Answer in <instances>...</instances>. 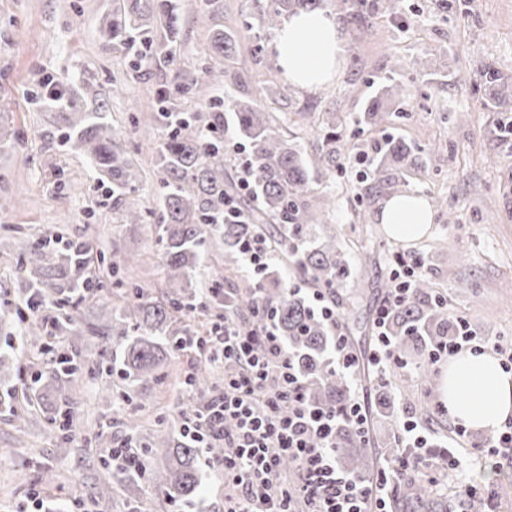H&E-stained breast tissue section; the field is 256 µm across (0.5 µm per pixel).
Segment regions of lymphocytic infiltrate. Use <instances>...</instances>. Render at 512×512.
I'll return each instance as SVG.
<instances>
[{
    "label": "lymphocytic infiltrate",
    "instance_id": "lymphocytic-infiltrate-1",
    "mask_svg": "<svg viewBox=\"0 0 512 512\" xmlns=\"http://www.w3.org/2000/svg\"><path fill=\"white\" fill-rule=\"evenodd\" d=\"M420 256H399L391 273L394 282L382 301L375 324L378 346L371 354L379 369L404 367L405 362L387 333L390 311L409 299L410 281L423 268ZM455 334L430 342L428 361L437 364L464 351L489 352L502 364H512V346L490 342L463 318H456ZM199 363L224 367V386L185 418L183 437L198 447L223 440L232 453L219 470L224 480V512H385L384 491L393 477L407 474L410 462L393 472L379 471L362 479L341 468L336 458L338 422L369 434V411L351 399L343 415L311 406L302 380L285 350L264 301L254 304L250 325H239L232 310L213 322L206 335L191 337ZM297 464L295 477L279 478L282 457Z\"/></svg>",
    "mask_w": 512,
    "mask_h": 512
}]
</instances>
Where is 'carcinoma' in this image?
I'll return each instance as SVG.
<instances>
[{
  "instance_id": "cac0c4a2",
  "label": "carcinoma",
  "mask_w": 512,
  "mask_h": 512,
  "mask_svg": "<svg viewBox=\"0 0 512 512\" xmlns=\"http://www.w3.org/2000/svg\"><path fill=\"white\" fill-rule=\"evenodd\" d=\"M320 2L268 0L265 23L272 29L283 14L316 9ZM177 9L175 0H124L123 9L112 16V24L108 25V38L130 44L135 31L150 27L158 18L165 20L168 43L156 47L144 45L137 50V62L149 64L157 58L179 80L182 75L172 49L178 34ZM210 48L212 63L202 67L190 83L181 87L232 79L229 64L235 61L236 42L224 30L214 28ZM480 73L486 95L496 98L509 88V77L494 64L485 65ZM52 89L58 92L59 105L71 114L69 136L109 180L113 201L126 203V196L136 192V176L115 143L104 107L86 111L81 106V91L74 86L56 83ZM166 99L167 94L163 92L152 105L153 124L166 129L164 139L156 147V163L164 189L156 228L168 268L165 300L156 301L140 285L126 279L124 271L129 260L109 263L112 276L126 288L123 304L112 309V339L120 346L116 361L122 379L130 387L156 382L165 376V363L174 339L183 332L177 325V315L193 311V304L188 302L192 297L190 288L201 260L199 247L209 224L221 225L224 268L230 273L241 261L243 242L268 234L273 237L274 251L288 257L292 273L318 288L330 290L355 276L347 251L336 243V229L322 223L333 199L313 188L314 181L329 177L336 170V156L340 154L336 127L322 129L319 153L305 160L295 142L277 126L272 113L264 111L259 103L236 102L228 114L224 112V103L219 101L201 114L171 112ZM226 137H236L248 145L252 184L247 195L224 177ZM416 165L418 158L409 144L401 139L387 141L371 173L374 188L404 185L407 168ZM229 203L237 207V217L226 221L224 208ZM271 275L269 271L259 278H239L231 293L216 291L213 302L200 306V311L208 314L224 308L228 302L238 319L251 322L253 296L262 286V280ZM60 276L65 281L63 286L51 279L38 280L34 284L35 297L51 302L58 309V331L75 332L76 318L60 294L66 287L73 291L82 286L92 288L94 284L81 282L72 256L61 266ZM411 288L410 301L394 308L389 317V330L401 353L411 343L431 341L452 332L448 312L436 301L429 282L418 278ZM263 299L275 316L278 333L305 383L309 402L343 413L351 400L349 385L347 378L331 367L334 344L328 325L310 313L305 296L291 293L286 287L263 289ZM20 330L27 343L46 342V326L38 316L21 321ZM73 374V368L55 364L50 375L45 377L40 373L35 380L43 391L49 392L55 379ZM183 384L189 391L204 395L209 385L206 371L195 372ZM369 445L370 441L345 424L337 427L336 452L344 468L365 469L371 453ZM198 457V448L170 428L161 426L146 447L145 475L167 500L191 502L199 496L203 484ZM389 506L392 512H456L454 502L438 498L420 477L395 483Z\"/></svg>"
}]
</instances>
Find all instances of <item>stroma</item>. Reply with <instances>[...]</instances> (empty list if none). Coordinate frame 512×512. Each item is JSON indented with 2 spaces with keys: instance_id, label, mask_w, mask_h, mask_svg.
<instances>
[{
  "instance_id": "stroma-1",
  "label": "stroma",
  "mask_w": 512,
  "mask_h": 512,
  "mask_svg": "<svg viewBox=\"0 0 512 512\" xmlns=\"http://www.w3.org/2000/svg\"><path fill=\"white\" fill-rule=\"evenodd\" d=\"M376 2L324 0L322 9L340 24L347 52L332 84L306 91L289 87L276 62V33L263 22L265 0H224L217 23L238 42L234 80L192 87L174 96L169 108L204 112L214 98L228 106L249 102L260 87H268L275 94L269 111L308 157L320 146L317 125L335 122L344 150L336 180L327 186L336 206L324 222L335 226L356 266L354 284L336 289L338 309L359 301L352 316L339 321L347 336L370 335L382 297L379 286L389 281L395 255L414 253L423 258V277L446 298L449 317H463L480 334L512 341V197L503 195V183L512 176V139L502 137L503 115L482 95L478 77L485 62L512 75V0H399L392 15L375 13ZM178 4L176 53L188 76L210 60L212 24L203 16L202 0ZM120 5L121 0H0V129L12 133L0 140V201L10 205L0 212V512H24L26 493L34 486L43 489L46 512L175 508L148 487L131 495L103 475L107 452L126 439L129 420H136L146 437L161 422L180 428L197 403L181 385L193 354L173 352L166 378L133 388L127 404L120 398L118 373L96 363L103 337L112 333L119 295L100 253L139 255L138 282L154 295L167 286L155 233L154 152L164 133L152 125L147 106L174 79L160 64L135 68L132 50L103 37ZM437 52L444 57L439 68L433 60ZM49 79L89 86L90 98L104 104L116 142L134 166L142 223H125L107 180L82 150L65 143L67 113L40 100ZM395 82L410 86L412 96L386 102L394 122L365 124L370 101ZM390 135L412 144L423 161L422 169L407 172V188L428 201L434 220L430 232L413 242L386 234L378 215L391 192H371L372 182L356 159L373 153ZM59 236L90 247L87 272L98 284L93 296H72L81 329L58 339L62 353L80 367L76 377H63L55 386L60 396L71 398L68 407L31 391L6 396L18 386L20 369L37 374L49 361L21 343L20 324L9 308L30 295V271L61 265ZM24 239L32 246L18 251ZM426 358V347H416L404 355L407 369L361 385L367 401L382 387L394 403L392 417L373 422L377 466L387 465L398 445L399 420L410 419L429 439L431 460L421 476L441 483L445 475L433 459L454 448L456 422L435 412L443 367L428 365ZM424 369L430 376L426 383L419 377Z\"/></svg>"
}]
</instances>
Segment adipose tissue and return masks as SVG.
<instances>
[{"label": "adipose tissue", "mask_w": 512, "mask_h": 512, "mask_svg": "<svg viewBox=\"0 0 512 512\" xmlns=\"http://www.w3.org/2000/svg\"><path fill=\"white\" fill-rule=\"evenodd\" d=\"M276 59L289 83L317 90L331 83L346 53V40L334 20L322 11L288 17L275 38ZM388 235L413 241L433 222L421 196L390 197L381 210ZM441 396L451 416L476 430L491 429L512 415V374L490 354L463 352L452 357L441 374Z\"/></svg>", "instance_id": "ef3b65f1"}]
</instances>
